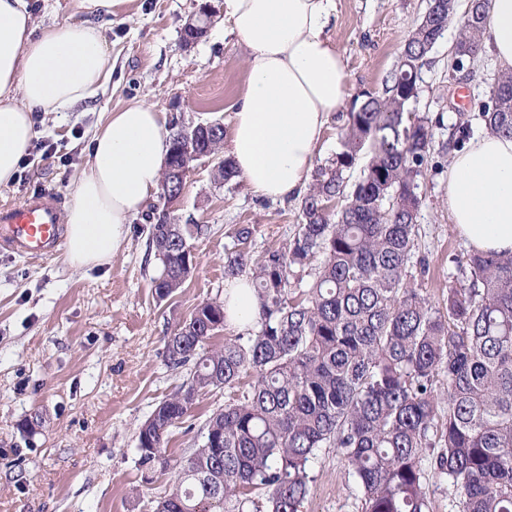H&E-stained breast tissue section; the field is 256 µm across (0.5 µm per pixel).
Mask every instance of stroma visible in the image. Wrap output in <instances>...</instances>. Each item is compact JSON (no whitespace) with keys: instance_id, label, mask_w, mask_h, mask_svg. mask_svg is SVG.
<instances>
[{"instance_id":"1","label":"stroma","mask_w":512,"mask_h":512,"mask_svg":"<svg viewBox=\"0 0 512 512\" xmlns=\"http://www.w3.org/2000/svg\"><path fill=\"white\" fill-rule=\"evenodd\" d=\"M206 0H123L100 19L113 71L95 100L68 112L41 113L37 136L51 138L56 153L36 158L25 179L0 187V205L38 194L65 209L69 191L87 171L89 144L107 112L144 102L167 124L217 120L231 126L246 79L247 48L229 33L224 0L207 34L184 48L181 31ZM35 26L96 18L82 0H30ZM426 0H337L333 40L342 55L350 99L383 89L403 43L419 22ZM457 37L449 27L422 69L418 97L408 109L435 118L434 143L419 176L417 256L428 263L416 278L433 303H441L454 256L468 245L448 212V126L458 115L484 126L477 104L499 66L483 55L477 71H453ZM214 164L194 163L180 199L167 204L152 194L149 206L168 207L182 224L207 226L190 241L196 268L166 300L152 288L159 262L149 246L146 214L126 227L111 263L70 267L64 254L23 258L0 249V512H153L174 473L147 481L137 460V432L154 408L179 386L186 369L168 367L164 341L193 309L223 298L224 257L241 224L254 229L248 250L260 258L291 237L300 203L253 195L244 182L214 181ZM229 394L201 398L168 435L167 453L183 461L202 443L210 413ZM37 422L34 435L22 425ZM316 482L302 512H361L360 495L335 449L312 464Z\"/></svg>"}]
</instances>
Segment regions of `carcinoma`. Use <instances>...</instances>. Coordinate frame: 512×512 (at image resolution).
Listing matches in <instances>:
<instances>
[{
  "instance_id": "carcinoma-1",
  "label": "carcinoma",
  "mask_w": 512,
  "mask_h": 512,
  "mask_svg": "<svg viewBox=\"0 0 512 512\" xmlns=\"http://www.w3.org/2000/svg\"><path fill=\"white\" fill-rule=\"evenodd\" d=\"M411 31L401 61L382 91L349 113L340 149L318 166L301 199L302 222L282 246L252 260L253 227L235 229L237 249L224 278L249 275L257 328L248 338L208 342L227 323L225 303H199L165 343L173 369L189 367L137 435L138 465L164 471L168 432L190 416L195 399L249 389L213 411L205 440L179 463L157 512H244L266 490L267 512H301L311 494L312 463L334 448L361 493L362 512H432L429 474L443 476L458 512H512V253L474 249L454 259L445 308L412 287L417 177L433 141L431 119L408 112L429 54L444 37L458 0ZM489 0L462 13L451 68L464 50L482 52ZM496 96L479 105L486 130L512 135V71L495 73ZM471 135L470 120L448 127V147ZM367 163L352 179L361 157ZM336 201L340 208L327 204ZM205 232L199 224L159 222L150 246L161 268L158 299L171 297L193 273L184 252ZM311 277L301 287L303 275ZM430 458V471L422 468Z\"/></svg>"
}]
</instances>
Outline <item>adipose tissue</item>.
<instances>
[{
  "label": "adipose tissue",
  "instance_id": "ef3b65f1",
  "mask_svg": "<svg viewBox=\"0 0 512 512\" xmlns=\"http://www.w3.org/2000/svg\"><path fill=\"white\" fill-rule=\"evenodd\" d=\"M337 0H224V17L249 51L228 154L256 196L305 191L330 113L347 100V75L332 39ZM484 42L512 70V0H492ZM112 74L99 24L35 30L27 0H0V187L14 182L33 136V112H65L93 98ZM169 152L160 112L134 103L110 112L93 134L87 173L65 209L66 261L110 263L125 226L158 188ZM448 211L469 246L512 252V135L472 138L448 167ZM228 323L256 317L246 279L228 283Z\"/></svg>",
  "mask_w": 512,
  "mask_h": 512
}]
</instances>
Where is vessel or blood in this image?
Returning a JSON list of instances; mask_svg holds the SVG:
<instances>
[{
    "mask_svg": "<svg viewBox=\"0 0 512 512\" xmlns=\"http://www.w3.org/2000/svg\"><path fill=\"white\" fill-rule=\"evenodd\" d=\"M63 229L54 200L46 195L22 205L0 208V248L32 257L57 253Z\"/></svg>",
    "mask_w": 512,
    "mask_h": 512,
    "instance_id": "b4317fda",
    "label": "vessel or blood"
}]
</instances>
